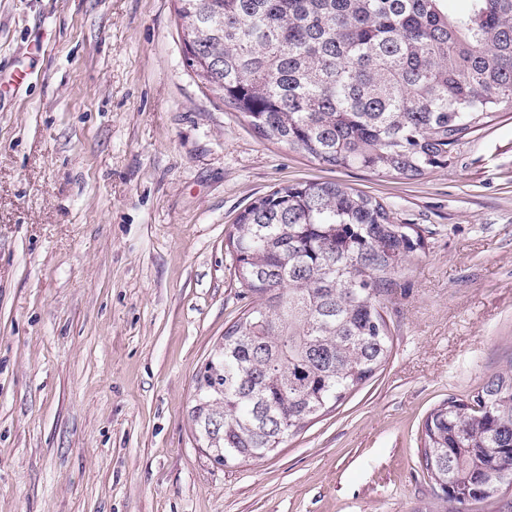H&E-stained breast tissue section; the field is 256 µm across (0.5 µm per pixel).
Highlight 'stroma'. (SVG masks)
<instances>
[{"mask_svg": "<svg viewBox=\"0 0 512 512\" xmlns=\"http://www.w3.org/2000/svg\"><path fill=\"white\" fill-rule=\"evenodd\" d=\"M176 0H0V512H439L422 424L512 359V112L416 180L262 138L187 67ZM337 181L424 246L392 353L279 453L218 466L193 379L247 305L237 215Z\"/></svg>", "mask_w": 512, "mask_h": 512, "instance_id": "obj_1", "label": "stroma"}]
</instances>
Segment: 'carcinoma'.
<instances>
[{
	"mask_svg": "<svg viewBox=\"0 0 512 512\" xmlns=\"http://www.w3.org/2000/svg\"><path fill=\"white\" fill-rule=\"evenodd\" d=\"M187 64L266 140L336 169L418 179L512 112V0H177ZM376 198L293 184L229 238L250 300L202 363L190 408L214 464L274 454L388 361L381 302L422 247ZM433 409L422 465L438 499L512 487V360L472 398Z\"/></svg>",
	"mask_w": 512,
	"mask_h": 512,
	"instance_id": "carcinoma-1",
	"label": "carcinoma"
}]
</instances>
